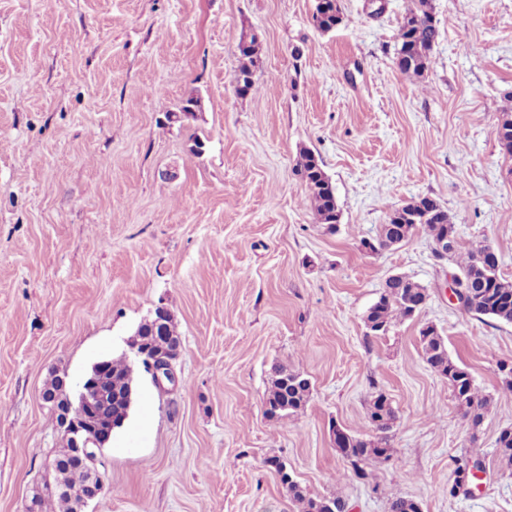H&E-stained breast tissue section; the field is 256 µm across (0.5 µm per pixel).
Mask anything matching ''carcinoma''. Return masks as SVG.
I'll use <instances>...</instances> for the list:
<instances>
[{"label": "carcinoma", "mask_w": 512, "mask_h": 512, "mask_svg": "<svg viewBox=\"0 0 512 512\" xmlns=\"http://www.w3.org/2000/svg\"><path fill=\"white\" fill-rule=\"evenodd\" d=\"M317 28L328 31L341 22L340 9L336 0H325L324 7H315ZM439 36L438 28L431 13L430 0H410L403 21L399 27L397 65L405 73L421 74L431 64L430 51ZM259 54V45L252 39L239 46L238 67L234 81L240 86V94L257 92L252 79V68ZM297 173L306 182L310 194L309 203L321 224L333 228L339 221L337 205L334 201V189L319 161L309 151L300 153L296 164ZM428 198H412L402 204L401 210L394 211L389 221L380 226L374 239L379 245H386L401 233L413 234L416 226H424L431 238L440 240L448 238V259L459 268V276L467 283L470 293L459 296L461 309L475 316H488L499 322L512 323V283L505 281L499 272H488L481 254L485 248H475L463 238L452 224L448 211L437 205L426 211ZM427 289L407 276L399 280H385L378 300L370 307L366 316V327L379 335L389 331L397 323L415 316L413 304L426 302ZM177 336L170 317L162 322L144 323L137 328L135 337L145 348L153 349ZM420 342L427 364L439 375L448 379L452 397L462 411V427L476 439L483 422L488 399L480 396L468 371L456 364L446 350L442 336H430L420 332ZM112 378V403H102L98 407V416L102 420L116 418L122 424L129 408L121 405L120 398L132 395L134 368L125 363V357L110 359ZM311 392L310 382L302 381L299 375L288 372L286 367L275 369V377L267 392L265 402L266 414L271 418H282L295 413L305 406ZM396 420L395 411L388 398L380 391H375L367 405V422L371 428L381 433L375 440H364L348 434L339 448L349 465L350 473L360 481L369 478L367 466L373 458H379L389 451L387 432ZM496 449L500 457L512 463V428H504L496 439ZM54 479L59 481L64 490L54 496H43L34 491L31 501L36 504V512H76L78 493L86 489L88 474L72 460H60ZM293 499L300 505L301 512H323L320 505L331 501L342 504V500L308 498L299 486L286 479H281Z\"/></svg>", "instance_id": "obj_1"}]
</instances>
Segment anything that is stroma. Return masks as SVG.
<instances>
[{
	"instance_id": "obj_1",
	"label": "stroma",
	"mask_w": 512,
	"mask_h": 512,
	"mask_svg": "<svg viewBox=\"0 0 512 512\" xmlns=\"http://www.w3.org/2000/svg\"><path fill=\"white\" fill-rule=\"evenodd\" d=\"M0 0V512H26L64 446L41 392H68L130 354L157 307L180 339L179 383L136 368L122 428L102 450L104 491L84 512H298L269 458L309 497L347 512H512V324L452 302L456 267L425 227L365 252L395 207L427 196L512 282V156L497 129L512 91V0H431L439 37L416 76L396 64L408 0ZM256 40L259 91L239 95L238 46ZM194 100L192 116L181 109ZM312 152L340 210L318 223L295 167ZM412 278L424 308L381 337L365 317L385 280ZM427 324L489 406L476 437L426 363ZM309 402L282 420L275 366ZM397 420L388 457L354 478L334 426L367 439L373 391ZM479 456L468 495L454 457ZM317 1H325L326 4L324 8L318 7L317 3L315 5V9L318 12L316 16L317 20V28L328 31L341 22L340 9L339 5L336 1L338 0H317ZM274 372L275 377L267 392L265 412L270 418L279 419L296 413L305 406L310 396L311 384L308 378L290 373L286 367L279 366ZM303 379L306 382H302Z\"/></svg>"
}]
</instances>
